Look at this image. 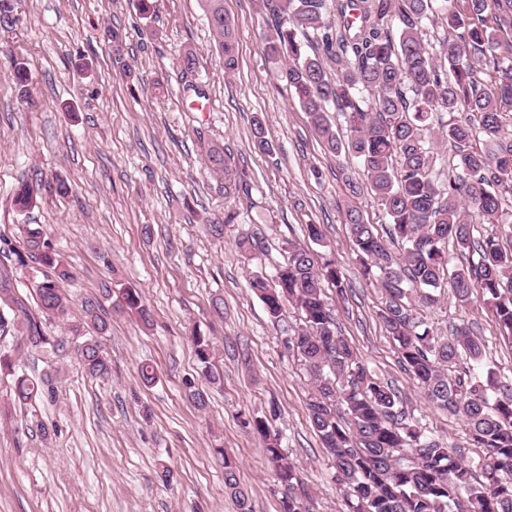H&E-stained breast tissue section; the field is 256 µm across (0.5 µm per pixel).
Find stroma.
Wrapping results in <instances>:
<instances>
[{
    "label": "stroma",
    "mask_w": 512,
    "mask_h": 512,
    "mask_svg": "<svg viewBox=\"0 0 512 512\" xmlns=\"http://www.w3.org/2000/svg\"><path fill=\"white\" fill-rule=\"evenodd\" d=\"M0 24V236L20 244L23 227L40 225L74 279L64 286L71 315L102 300L112 358L105 378L85 374L58 322H45L49 344L22 336L0 341L12 368L0 371V512H238L224 491V446L236 461L253 512H283L287 495L261 438L245 419H268L299 470L302 512H345L331 461L310 426L312 379L289 333L303 324L297 307L272 319L247 285L249 273L272 274L284 243L323 238L316 254L337 262L344 290L324 292L343 335L380 381L401 394L409 413L470 465L463 419L429 405L401 368L378 316L382 293L353 251L347 207L385 230L388 219L354 160L333 156L263 53L266 0H224L238 43V65L225 73L200 0H12ZM121 36L113 45L109 30ZM193 50L197 68L178 57ZM29 78L17 83L16 62ZM203 98H196V90ZM262 120L272 144L255 152ZM223 145L228 164L244 171L245 197L224 193V176L208 169V144ZM65 181L67 195L42 192L21 212L19 182ZM235 212L222 239L209 226ZM260 245L242 254L243 234ZM138 289L152 315L143 324L120 308L124 288ZM223 299V313L214 310ZM434 334L470 322L487 344L486 362L512 378V343L499 334L481 294L459 307L452 297L422 310ZM212 342L217 383H207L192 334ZM157 379L144 385L142 364ZM51 379L53 400L20 404L16 376ZM205 388L206 409L189 397ZM170 470L162 481V470Z\"/></svg>",
    "instance_id": "stroma-1"
}]
</instances>
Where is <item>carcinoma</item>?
Instances as JSON below:
<instances>
[{
    "mask_svg": "<svg viewBox=\"0 0 512 512\" xmlns=\"http://www.w3.org/2000/svg\"><path fill=\"white\" fill-rule=\"evenodd\" d=\"M215 34L224 70L237 66L234 30L224 0H202ZM337 16L325 12V0H267L268 31L264 53L278 65L277 78L293 92L325 149L361 164L366 186L349 184L354 194L366 189L389 218L391 252L377 228L350 207L345 218L366 274L383 294L379 315L392 337L399 363L427 402L463 418L472 446L481 448L482 479L474 477L448 445L411 420L391 385L381 382L339 333L323 283L343 291V274L333 260L314 262L309 249L287 242L288 256L272 277L249 276L248 285L277 320L288 305L303 314V327L288 338L310 372L313 389L307 403L311 426L336 470L347 512H512V382L503 383L484 363V343L465 324L439 337L416 313L440 301L453 288L465 308L479 292L495 314L500 335L512 343V249L493 235L475 236L476 225L499 221L502 191L512 192V143L500 139L503 106L512 105V0H343ZM439 11L448 38L439 54L424 42L423 20ZM336 60L330 73L326 60ZM341 112L349 135L340 137L330 118ZM448 114L449 119L437 115ZM470 117L456 118L459 112ZM453 155L452 174L440 182L436 157L426 147L435 128ZM252 144L267 154L272 145L261 121L253 123ZM209 167L224 173V192L248 193V183L233 175L224 148L205 149ZM37 182L20 183L15 205L28 210ZM477 261L453 268L448 243ZM13 265L35 262L52 274L33 280L37 314L15 298L12 279L0 270V337L22 330L30 346L47 343L43 321L68 324L75 354L93 377L111 373L112 361L100 338L108 330L87 302L84 319L69 323L70 300L63 284L74 278L71 266L55 257L38 225H26L22 246H0ZM126 308L147 324L151 315L135 288L123 290ZM195 356L209 382L212 344L193 335ZM468 360L469 365H461ZM16 396L26 403L54 395L49 379L37 383L20 376ZM265 443V454L280 483H299L296 467L282 452L279 437L262 419L245 420ZM224 490L239 512H252L237 465L222 448Z\"/></svg>",
    "mask_w": 512,
    "mask_h": 512,
    "instance_id": "carcinoma-1",
    "label": "carcinoma"
}]
</instances>
